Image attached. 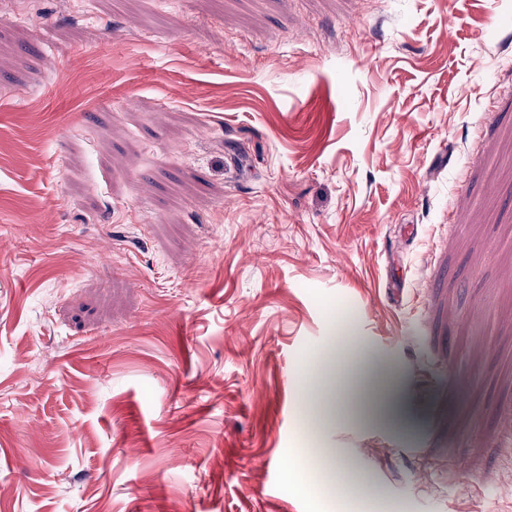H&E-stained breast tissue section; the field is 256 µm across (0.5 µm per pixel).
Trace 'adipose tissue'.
<instances>
[{"instance_id": "ef3b65f1", "label": "adipose tissue", "mask_w": 512, "mask_h": 512, "mask_svg": "<svg viewBox=\"0 0 512 512\" xmlns=\"http://www.w3.org/2000/svg\"><path fill=\"white\" fill-rule=\"evenodd\" d=\"M337 353L328 348L317 359L318 385L306 388V404H320L361 424L381 427L396 425L402 417L399 407L401 382L386 361L357 355L346 366L344 376L336 374ZM343 378L347 397L337 401L336 378Z\"/></svg>"}]
</instances>
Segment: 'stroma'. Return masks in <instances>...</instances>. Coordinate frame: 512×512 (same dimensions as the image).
Segmentation results:
<instances>
[{"label": "stroma", "instance_id": "obj_1", "mask_svg": "<svg viewBox=\"0 0 512 512\" xmlns=\"http://www.w3.org/2000/svg\"><path fill=\"white\" fill-rule=\"evenodd\" d=\"M0 512H512V0H0ZM337 356L335 344L318 357L317 376L322 383L307 386L306 404L318 403L361 424L396 425L402 417L399 407L401 382L392 366L374 357L354 356L347 363L343 376L346 400L336 402ZM352 469V465L345 466L337 470L334 477H330L329 462L323 461L318 467L308 471V477L312 483L330 480L329 490L336 497V502L349 506L358 493L357 485L352 478Z\"/></svg>", "mask_w": 512, "mask_h": 512}]
</instances>
